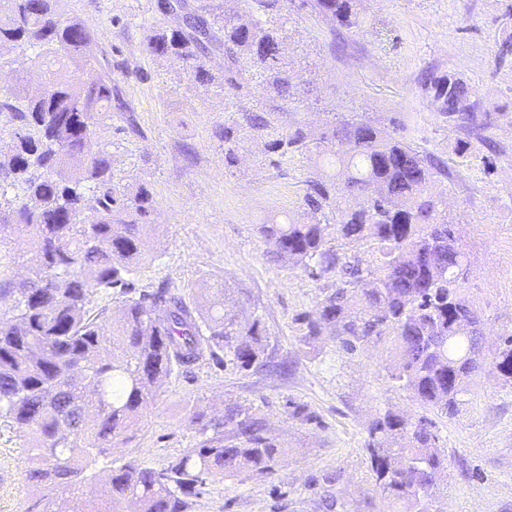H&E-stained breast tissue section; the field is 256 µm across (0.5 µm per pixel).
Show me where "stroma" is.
I'll use <instances>...</instances> for the list:
<instances>
[{
    "mask_svg": "<svg viewBox=\"0 0 512 512\" xmlns=\"http://www.w3.org/2000/svg\"><path fill=\"white\" fill-rule=\"evenodd\" d=\"M158 3L68 0L70 12L96 34L92 68L111 79L126 104L90 148L107 146L115 181L145 184L152 194L151 256L136 276L139 288L164 283L193 298L225 284L240 318L261 319L268 365L241 371L231 361L207 359L172 375L140 424L92 465L91 480L62 512L96 495L110 464L137 459L159 467L198 447L200 436L183 424L187 409L216 414L231 400L257 408L287 454L271 473L214 482L192 512H323L307 485L336 470L351 512H382L384 501L372 493L367 427L385 411L414 417L420 408L389 378V345L348 354L329 339L313 348L300 342L296 317L313 307L323 283L273 261L255 231L275 216L307 220L317 154L270 152L244 131L239 162L230 167L214 131L264 110L276 133L302 126L316 139L332 114L359 112L441 160L446 172L433 189L465 245L470 274L463 292L485 317L486 350H495L512 333V56L498 55L512 38V0H365L368 25L361 32L307 7H282L283 60L304 88L293 100L270 99L255 84L246 94L228 88L217 96L146 56L149 29L165 20ZM34 58L18 48L0 50V90L20 79L34 89L43 77ZM432 73L454 74L481 105L501 111L487 131L491 145L443 122L423 87ZM292 398L308 404L318 423L289 419ZM436 422L448 471L430 512H512V389L484 370L466 408ZM25 458L22 437L1 423L0 512L26 506Z\"/></svg>",
    "mask_w": 512,
    "mask_h": 512,
    "instance_id": "1",
    "label": "stroma"
}]
</instances>
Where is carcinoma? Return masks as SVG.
Returning a JSON list of instances; mask_svg holds the SVG:
<instances>
[{"instance_id":"carcinoma-1","label":"carcinoma","mask_w":512,"mask_h":512,"mask_svg":"<svg viewBox=\"0 0 512 512\" xmlns=\"http://www.w3.org/2000/svg\"><path fill=\"white\" fill-rule=\"evenodd\" d=\"M320 15L348 30L365 26L362 0H310ZM161 11L175 25L155 26L143 50L179 65L200 85L237 90L241 64L263 89L296 96L295 77L282 63L283 26L249 12L217 13L182 0ZM95 34L69 15L64 0H0V49L39 51L46 90L0 93V224H8L32 254L27 277L12 276L16 253L0 249V419L27 448L25 479L35 488L24 512H58L59 495L78 490L83 474L126 438L174 370L226 351L236 366H264L266 333L260 319L241 321L226 308L224 284L202 303L168 286L139 289L134 275L147 260L152 196L145 184H114L112 155L87 143L112 109L123 110L112 83L86 68ZM224 53V80L211 55ZM425 91L452 128L486 130L490 112L477 111L472 91L451 75H432ZM262 138L268 117L250 112L219 132L224 160L237 161L240 128ZM273 150L308 147L295 127L272 139ZM319 146L334 158L336 179L310 181V222L256 225L269 256L328 284L314 306L296 318L299 341L321 337L354 353L388 343L395 353L389 378L423 409L416 416L386 411L367 428L366 451L375 488L389 509L427 512L448 467L429 414L452 417L467 404L482 363L512 388V335L491 357L482 351V317L462 295L466 253L444 201L431 184L446 174L438 162L357 115L332 120ZM358 198L336 208L332 192ZM122 297L119 314L91 313L92 297ZM289 418L319 423L301 401L288 400ZM186 426L203 437L160 468L129 460L109 469L86 512H190L206 487L224 477L268 473L286 455L264 418L235 402L210 416L193 408ZM340 476L314 478L325 508L350 512L333 494Z\"/></svg>"}]
</instances>
